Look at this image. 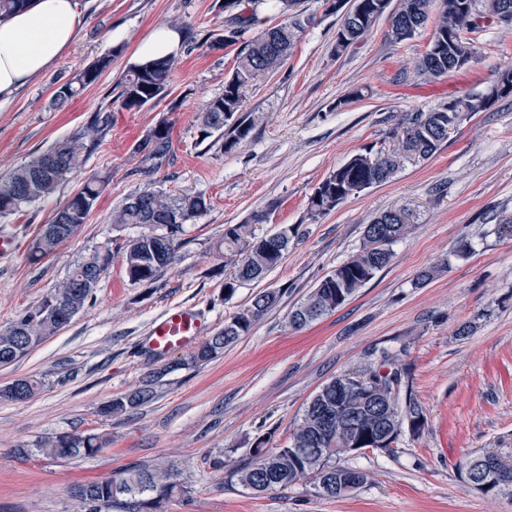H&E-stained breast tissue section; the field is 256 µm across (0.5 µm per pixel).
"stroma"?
I'll return each mask as SVG.
<instances>
[{
	"label": "stroma",
	"instance_id": "1",
	"mask_svg": "<svg viewBox=\"0 0 512 512\" xmlns=\"http://www.w3.org/2000/svg\"><path fill=\"white\" fill-rule=\"evenodd\" d=\"M222 0H79L84 23L74 44L42 77L0 102V176L108 117L68 182L26 212L0 218L17 240L0 258V329L37 305L93 253L110 262L93 296L55 335L19 362L0 367V388L43 378L25 401H0V512H75L70 486L113 472L174 462L186 495L166 512H512V491L484 494L456 470L464 457L512 452V240L497 225L512 220V98L450 131L429 160L408 157L393 179L312 216L309 200L337 166L375 145L401 150L392 131L405 115L484 91L512 68V24L485 22L472 35L476 54L465 68L437 78L417 63L431 35L392 43L387 19L352 48L336 49L340 18L324 0H299L312 22L284 65L259 75L243 92L250 136L233 151L219 137L200 140L207 101L224 91L235 55L206 42L224 23ZM182 35L169 95L140 111L121 108L114 87L154 26ZM108 55L112 66L69 105L52 103L55 88ZM359 99H352V92ZM171 149L158 166L135 148L159 123ZM107 183L88 220L50 256L29 262L26 247L83 182ZM204 195L210 207L178 235L176 261L153 282L130 285L123 252L142 226L116 224L113 210L141 190ZM407 209L410 227L392 246L390 265L349 302L296 331L292 307L362 245L365 224L387 210ZM269 211L260 235L294 226L298 234L281 264L261 281L224 297L233 270L216 244L227 226ZM471 250L457 251L460 240ZM431 272L423 287L414 282ZM282 298L250 332L208 363L181 366L187 349L158 356L146 345L153 320L188 305L204 317V336L249 305L259 292ZM471 324L461 337L462 324ZM397 354L404 388L422 405L421 435L402 433L389 451L341 458L368 481L353 494L329 498L306 478L263 494L231 473L247 462L256 440L287 445L307 403L335 376L368 368L382 351ZM151 384L149 403L112 416V399ZM95 433L92 457L53 462L22 458L48 435Z\"/></svg>",
	"mask_w": 512,
	"mask_h": 512
}]
</instances>
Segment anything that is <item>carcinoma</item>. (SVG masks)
<instances>
[{
  "label": "carcinoma",
  "mask_w": 512,
  "mask_h": 512,
  "mask_svg": "<svg viewBox=\"0 0 512 512\" xmlns=\"http://www.w3.org/2000/svg\"><path fill=\"white\" fill-rule=\"evenodd\" d=\"M284 19L262 30L248 41L243 36L252 28L255 13L243 15L234 11L240 0H224L222 8L230 12L224 19L222 32L210 31L208 39L224 42V48L237 47L233 71L224 80V92L210 99L203 115L201 140L221 132L224 151L230 152L244 142L252 124L239 116L243 89L258 75L274 72L288 57L297 33L310 23V18L294 11L297 0H277ZM354 0L351 13L342 18L336 32V49L344 51L357 44L383 16L388 15L389 40L400 43L413 38L433 19V31L417 70L425 76H442L454 71L455 64H465L474 54L469 34L476 24L470 15L493 16L512 10V0ZM112 58L105 55L87 69L56 88L52 102L63 104L77 96L107 70ZM176 65L173 56L146 60L129 67L119 79L117 100L126 110H142L166 98L169 79ZM505 93L484 91L454 98L407 119L404 151L417 158H431L448 139V113L456 114L458 123L490 109ZM108 118L96 117L75 137L57 143L31 156L23 165L0 177V217L24 211L35 202L54 194L83 163L86 150L98 140ZM170 131L166 123L152 129L136 146L141 161L156 165L170 151ZM403 155L379 148L376 152L358 153L333 170L315 188L310 197L314 216L332 211L351 196L389 181L398 171ZM105 180L94 178L59 209L50 224L59 227L55 233L40 231L27 246L33 261L52 254L84 223L104 189ZM208 209V200L201 194H169L162 190H144L126 198L112 212L114 224H159L167 234H142L131 240L123 254L128 281L144 284L156 279L158 272L176 259L178 233ZM409 215L404 210H388L365 225L363 244L358 253L325 275L306 298L289 314V324L299 330L343 306L361 288L375 278L392 260L390 246L407 231ZM268 212L256 211L246 224H234L224 229V248L236 256L232 274L224 278V299L234 297L243 285L262 279L277 267L288 254L294 227L270 236L255 234L254 225L265 224ZM110 254L95 253L74 269L72 274L39 304L21 313L5 329L0 330V366L26 357L46 338L56 334L65 322L59 319L64 311H78L92 293L76 287L89 269L104 271ZM282 297L279 291H264L255 295L250 305L224 320L218 330L182 361L184 366L206 363L224 353ZM395 358L383 354L380 363L356 374L358 383L347 391L336 390L331 379L307 403L291 440L280 448H267L260 441L251 453V460L237 469L234 476L243 486L256 493L284 490L304 478L313 476L317 493L339 498L367 482L366 473L336 465L339 456L332 449V439L325 437L323 424L327 414H340L353 423L356 439L363 447L388 451L403 430L417 436L427 425L422 406L413 398L401 399L400 388L404 372L394 364ZM45 386L37 377H22L0 389V400L24 401L34 397ZM149 386L116 398L101 408L109 416L129 407L142 405L153 398ZM105 441L97 434L60 433L45 438L35 448H18L23 456H39L60 461L96 455ZM464 479L479 491L489 494L512 489V459L497 453H483L459 462ZM187 493L177 469L158 464L152 468L131 467L110 477L75 485L70 495L78 512H103L112 502L127 497L132 512H164L163 506L172 498Z\"/></svg>",
  "instance_id": "cac0c4a2"
}]
</instances>
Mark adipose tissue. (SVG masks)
Here are the masks:
<instances>
[{
	"label": "adipose tissue",
	"instance_id": "obj_1",
	"mask_svg": "<svg viewBox=\"0 0 512 512\" xmlns=\"http://www.w3.org/2000/svg\"><path fill=\"white\" fill-rule=\"evenodd\" d=\"M82 24L78 0H31L0 19V99L54 66Z\"/></svg>",
	"mask_w": 512,
	"mask_h": 512
}]
</instances>
